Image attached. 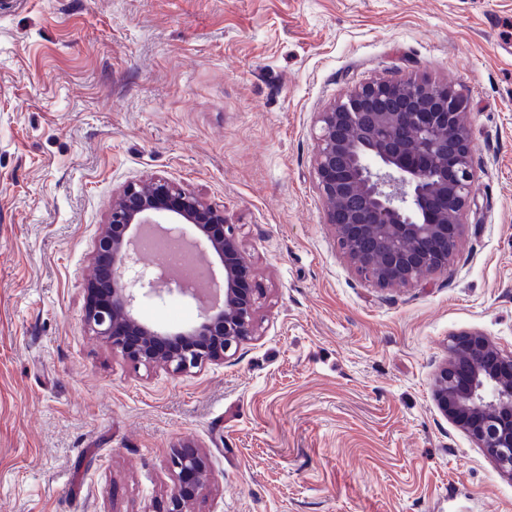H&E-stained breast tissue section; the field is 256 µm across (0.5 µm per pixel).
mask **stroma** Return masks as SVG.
<instances>
[{"label":"stroma","instance_id":"obj_1","mask_svg":"<svg viewBox=\"0 0 512 512\" xmlns=\"http://www.w3.org/2000/svg\"><path fill=\"white\" fill-rule=\"evenodd\" d=\"M511 23L512 0H0V512H167L183 445L214 478L189 512H512L433 398L452 334L512 350ZM379 79L452 84L476 170L447 270L392 289L343 259L314 174L318 112ZM153 175L223 208L263 292L255 339L182 374L84 324L112 194Z\"/></svg>","mask_w":512,"mask_h":512}]
</instances>
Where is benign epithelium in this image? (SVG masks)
<instances>
[{
    "label": "benign epithelium",
    "mask_w": 512,
    "mask_h": 512,
    "mask_svg": "<svg viewBox=\"0 0 512 512\" xmlns=\"http://www.w3.org/2000/svg\"><path fill=\"white\" fill-rule=\"evenodd\" d=\"M466 103L450 86L427 81L372 82L349 91L319 113L314 171L325 201V223L356 273L380 288L408 286L423 272L448 269L471 197L473 144L460 119ZM164 224V234L186 236L224 269L221 294L193 326L160 331L135 316L138 298L197 289L162 267L142 264L141 228ZM93 261L105 269L88 288L84 321L94 336L139 365L165 364L175 374L218 363L258 325L252 278L224 211L163 177L130 182L112 198L95 240ZM439 411L512 477V351L478 331L448 343V360L434 379ZM177 481L168 512H186L210 491L213 478L199 451L175 450Z\"/></svg>",
    "instance_id": "obj_1"
}]
</instances>
